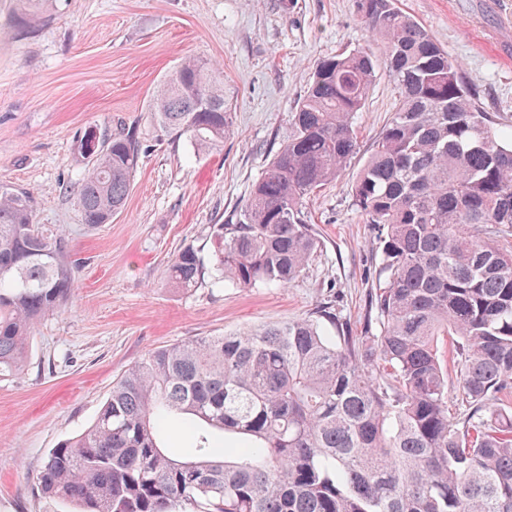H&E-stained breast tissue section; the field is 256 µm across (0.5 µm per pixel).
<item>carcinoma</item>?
<instances>
[{
    "label": "carcinoma",
    "mask_w": 512,
    "mask_h": 512,
    "mask_svg": "<svg viewBox=\"0 0 512 512\" xmlns=\"http://www.w3.org/2000/svg\"><path fill=\"white\" fill-rule=\"evenodd\" d=\"M49 0H18L35 19ZM381 60H322L288 134L236 224L213 225L211 259L185 247L166 284L206 277L289 286L320 241L304 202L357 153L354 123L379 68L399 90L390 122L351 185L375 226L376 331L354 336L331 306L308 317L155 349L112 384L93 424L50 451L42 497L75 512H512V134L461 67L398 0H357ZM153 121L200 151L233 133L224 71L186 58L158 85ZM83 222L108 224L138 166L134 136L89 128ZM62 234L34 223L32 194L0 190V373L22 370L30 329L70 299ZM457 338L448 370L434 338ZM464 411L453 417L448 399ZM187 429V456L163 446Z\"/></svg>",
    "instance_id": "carcinoma-1"
}]
</instances>
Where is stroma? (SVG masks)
Here are the masks:
<instances>
[{
  "instance_id": "stroma-1",
  "label": "stroma",
  "mask_w": 512,
  "mask_h": 512,
  "mask_svg": "<svg viewBox=\"0 0 512 512\" xmlns=\"http://www.w3.org/2000/svg\"><path fill=\"white\" fill-rule=\"evenodd\" d=\"M460 64L496 122L512 129V0H399ZM381 49L355 0H52L36 25L0 0V188L34 196V220L65 234L81 265L67 306L38 319L26 366L0 376V512H70L36 476L52 448L84 432L112 384L153 349L309 316L334 305L365 332L381 245L350 186L398 105L379 73L356 120L359 150L336 181L305 200L321 244L292 285L206 282L168 288L185 247L208 254L213 225L237 223L288 132L320 61ZM188 56L224 68L233 133L198 152L151 120L160 81ZM133 131L140 160L111 223L83 224L74 190L85 128Z\"/></svg>"
}]
</instances>
